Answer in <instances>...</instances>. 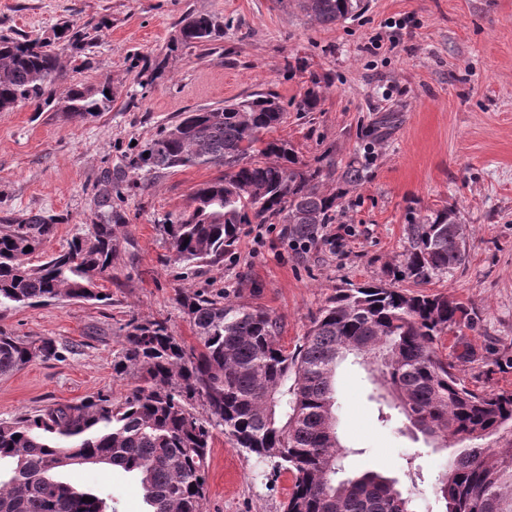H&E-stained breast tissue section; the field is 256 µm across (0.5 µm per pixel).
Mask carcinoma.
I'll return each mask as SVG.
<instances>
[{
    "label": "carcinoma",
    "mask_w": 512,
    "mask_h": 512,
    "mask_svg": "<svg viewBox=\"0 0 512 512\" xmlns=\"http://www.w3.org/2000/svg\"><path fill=\"white\" fill-rule=\"evenodd\" d=\"M361 2L300 0V7L330 25ZM59 29L53 40L0 34V112L23 103L84 121L110 107L107 81L65 85L63 52L86 36L70 24ZM223 34L214 16L190 12L168 50L205 49ZM284 112L273 94L183 112L130 159L129 169L153 177L194 166L224 169L195 191L191 209L160 225L175 263L223 268L244 224H287L292 245L307 250L336 220L337 201L362 172L353 165L339 171L328 155L300 160L287 141L271 137ZM126 177L122 168L107 173L97 195L101 223L37 265L25 258L54 234L52 220L31 215L0 224V312L106 300L99 280L112 276L127 226L110 187ZM333 181L336 187H328ZM452 214L446 207L408 220L400 278L420 284L464 262L465 245L448 224ZM176 301L195 342L174 335L165 319L127 322L112 371L139 379L130 392L115 398L99 391L0 419V463L11 466L0 473V512H116L106 499L60 479L62 468L84 464L136 475L147 512H203L217 429L273 470L292 473L283 512H412L396 478L373 471L338 477L348 450L336 435L334 378L348 354L372 365L379 397L404 415L409 431L452 449L437 488L442 512H512V439L496 448L485 443L512 433V390L469 388L436 351L448 327L468 319L455 299L386 283L338 289L291 350L280 342V318L265 309L205 291L181 292ZM60 358L50 338L23 340L0 329V376Z\"/></svg>",
    "instance_id": "1"
}]
</instances>
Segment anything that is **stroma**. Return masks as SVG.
<instances>
[{
    "mask_svg": "<svg viewBox=\"0 0 512 512\" xmlns=\"http://www.w3.org/2000/svg\"><path fill=\"white\" fill-rule=\"evenodd\" d=\"M344 22L310 21L297 0H0V34L41 37L68 22L92 44L67 53V80H110L108 111L82 122L65 112L21 104L0 112V221L40 215L54 235L28 256L39 264L97 222L104 176L122 167L135 144L150 140L179 113L235 98L275 93L287 109L275 135L306 162L331 154L363 170L346 191L336 222L315 248L295 253L282 225H243L223 269L185 272L173 263L158 224L187 209L194 191L220 169L193 167L137 178L112 204L127 218L126 237L100 286L105 302H69L0 314V329L56 341L60 359L36 361L0 377V418L98 392L121 396L132 378L112 375L128 320L162 317L175 335L193 336L176 303L179 292H225L279 316L281 342L304 336L337 289L392 283L403 264L410 214L455 211L465 226L467 257L425 290L462 302L469 325L448 331L440 349L466 385L512 390V0H364ZM224 23L212 50L168 52L187 13ZM404 22L398 44L392 23ZM148 66L158 72L140 83ZM320 100L302 112L308 90ZM350 229L333 241L337 225ZM368 370L345 362L336 374V418L350 448L347 470H373L410 490L415 512H441L436 495L446 451L405 429L400 416L379 417ZM419 467L410 476L407 459ZM252 454L215 434L206 464L204 512H283L292 489L284 474L264 485ZM64 477L82 491L111 493L118 512H145L129 474L75 467Z\"/></svg>",
    "mask_w": 512,
    "mask_h": 512,
    "instance_id": "35a3bbf8",
    "label": "stroma"
}]
</instances>
